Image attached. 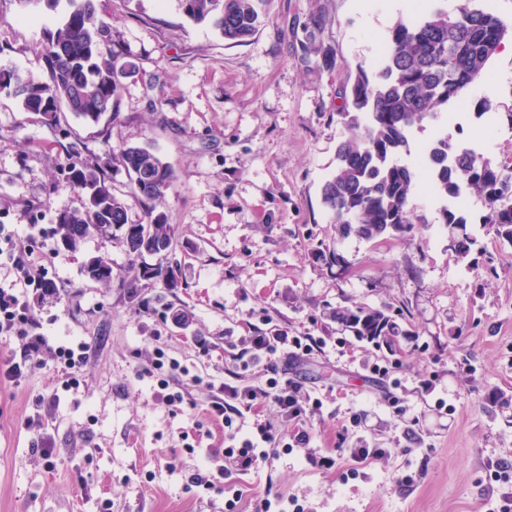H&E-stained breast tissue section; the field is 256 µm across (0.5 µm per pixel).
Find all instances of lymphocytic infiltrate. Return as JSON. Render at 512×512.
<instances>
[{"instance_id":"1","label":"lymphocytic infiltrate","mask_w":512,"mask_h":512,"mask_svg":"<svg viewBox=\"0 0 512 512\" xmlns=\"http://www.w3.org/2000/svg\"><path fill=\"white\" fill-rule=\"evenodd\" d=\"M0 257L4 258L14 274L13 281L0 285V335L14 338L18 342L13 352L10 368L5 377L19 379L22 370L42 355L49 347L43 325L34 313L28 293L43 289L46 279L31 260V252L14 231L0 225ZM242 371L261 370L265 376L261 384H222L213 395L207 413L224 424V449H210L211 457H224V465L216 471L198 473L188 478V487H205L208 490L225 491L224 512H238L242 493L236 487L235 473L245 472L267 463L276 456L280 439L267 423H253L250 431L241 425L247 421L253 408L264 400H272L282 415L292 422L294 428L290 439L297 448L307 451L309 463L316 468L335 465L333 456L312 451V430L308 419L319 412L321 403L313 398L303 386L285 377L277 361L286 357L293 360L309 355L311 344L301 337L281 332L274 336H251L245 338Z\"/></svg>"}]
</instances>
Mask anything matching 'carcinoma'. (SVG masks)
Instances as JSON below:
<instances>
[{
  "mask_svg": "<svg viewBox=\"0 0 512 512\" xmlns=\"http://www.w3.org/2000/svg\"><path fill=\"white\" fill-rule=\"evenodd\" d=\"M264 0H180L183 14L195 24L208 23L224 40L246 43L260 24ZM477 0H428L427 7L391 27L377 70L360 68L344 91L341 113L347 137L336 147V172L321 187V202L330 212L342 238L364 240L403 231L423 216L411 218L409 201L419 186L421 171L399 162L410 152L411 134L426 122H435L448 102L482 79L492 57L512 26L504 24ZM68 9L56 26L46 31L40 51V72L26 74L0 68V95L14 98L30 112L54 126L70 113L97 123L117 115L123 79L140 72L139 66L114 47L112 25L99 18L101 0H67ZM72 160L64 168V184L80 198V207L58 215L56 224L64 242L72 244L88 233L127 228V254L134 261L145 253L168 250L174 227L156 211L157 203L176 181L175 172L148 146L123 145L117 157L127 172L131 193L143 208V219L129 224L125 204L112 193L107 171L80 160L81 149L67 148ZM424 169L430 192L441 201L443 223L457 257L468 256L475 239L467 219L453 203L461 193L476 194L483 223L512 243V175L492 160L458 150L446 137L426 148ZM84 275L96 283L112 282V266L93 259ZM336 319L356 336L374 341L399 335L391 316L372 308L336 312Z\"/></svg>",
  "mask_w": 512,
  "mask_h": 512,
  "instance_id": "1",
  "label": "carcinoma"
}]
</instances>
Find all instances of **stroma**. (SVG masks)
<instances>
[{
    "instance_id": "stroma-1",
    "label": "stroma",
    "mask_w": 512,
    "mask_h": 512,
    "mask_svg": "<svg viewBox=\"0 0 512 512\" xmlns=\"http://www.w3.org/2000/svg\"><path fill=\"white\" fill-rule=\"evenodd\" d=\"M112 38L141 72L126 78L109 146L99 126L68 116L66 130L0 96V224L26 235L77 208L62 187L69 142L85 143L86 161L107 167L113 192L138 223L142 206L111 153L150 145L177 180L160 209L176 228L168 253L137 262V290L124 279L123 233H93L73 245L34 237L36 266L55 294L30 293L51 349L12 382L2 378L16 344L0 336V512H224V495L186 491L206 471V451L224 445V426L203 412L214 385L241 374L227 338L314 336L321 348L280 361L289 378L322 401L309 421L317 451L335 448L353 413L371 447L387 449L359 476L349 464L312 468L302 448H282L270 462L236 475L241 512L274 491L306 512H487L507 487L492 463L512 459V244L499 238L472 202L461 203L476 240L466 259L448 247L441 203L416 189L409 208L425 223L374 239L339 237L320 189L336 171L347 135L344 89L358 69L380 61L389 29L417 10L416 0H268L261 25L244 44L183 15L178 0H104ZM0 0V67L41 68L50 18ZM331 63H322L320 50ZM159 73L147 89L141 73ZM512 40L484 79L449 102L439 121L411 136L413 164L422 147L446 136L501 167L512 168ZM495 126L485 137L486 126ZM340 254L342 263L332 262ZM99 257L112 281H89L83 267ZM171 278L153 277L156 267ZM392 315L401 333L390 345L351 338L340 307ZM85 344L80 385L68 390L53 347ZM189 369L175 381L185 397L172 406L149 378L159 354ZM376 356L403 359L407 409L395 416L389 393L364 371ZM436 374L434 393L419 386ZM446 407H438L437 398ZM55 448L54 463L40 455ZM413 475V484L402 483Z\"/></svg>"
}]
</instances>
